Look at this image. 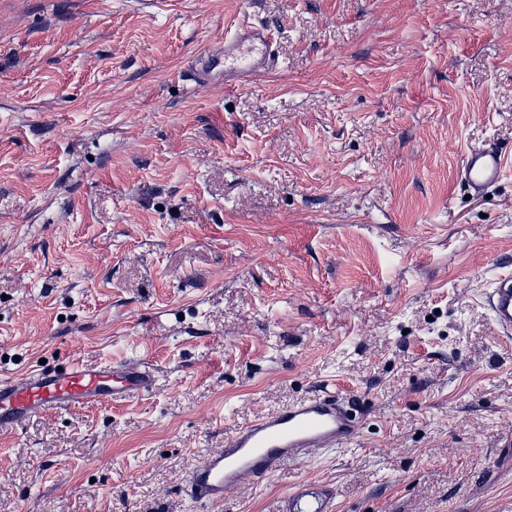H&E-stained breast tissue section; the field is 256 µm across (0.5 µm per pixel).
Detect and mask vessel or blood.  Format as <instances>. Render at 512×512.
Masks as SVG:
<instances>
[{
	"instance_id": "obj_1",
	"label": "vessel or blood",
	"mask_w": 512,
	"mask_h": 512,
	"mask_svg": "<svg viewBox=\"0 0 512 512\" xmlns=\"http://www.w3.org/2000/svg\"><path fill=\"white\" fill-rule=\"evenodd\" d=\"M272 32L244 22L220 52L195 59L198 78L247 77L276 67L270 47ZM505 171V156L492 143L470 148L460 177L471 196H483ZM483 296L494 325L512 333V275H497ZM155 382L150 367L109 363L90 370L73 362L41 366L18 376L0 378V430L18 429L38 413L91 407L145 395ZM357 435V416L341 395L323 392L239 428L222 450L203 458L188 477L190 497L201 504L223 501L224 492L246 475H275L291 462L325 448L346 449Z\"/></svg>"
}]
</instances>
